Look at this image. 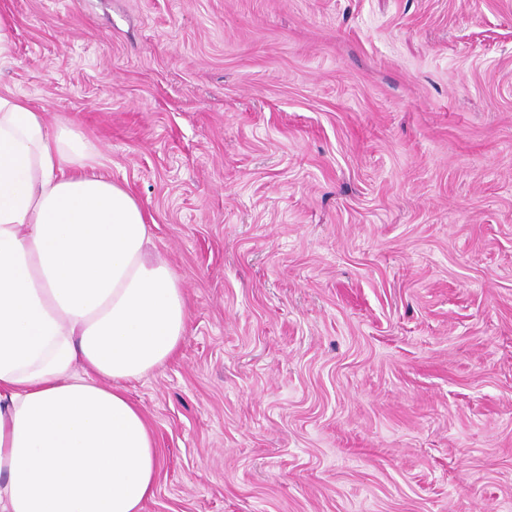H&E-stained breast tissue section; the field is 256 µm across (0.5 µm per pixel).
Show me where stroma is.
<instances>
[{
	"mask_svg": "<svg viewBox=\"0 0 512 512\" xmlns=\"http://www.w3.org/2000/svg\"><path fill=\"white\" fill-rule=\"evenodd\" d=\"M189 306L142 512H512V0H0Z\"/></svg>",
	"mask_w": 512,
	"mask_h": 512,
	"instance_id": "35a3bbf8",
	"label": "stroma"
}]
</instances>
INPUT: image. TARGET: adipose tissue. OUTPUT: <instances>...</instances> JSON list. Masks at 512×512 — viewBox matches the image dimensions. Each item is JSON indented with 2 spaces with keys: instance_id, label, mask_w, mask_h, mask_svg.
I'll return each instance as SVG.
<instances>
[{
  "instance_id": "1",
  "label": "adipose tissue",
  "mask_w": 512,
  "mask_h": 512,
  "mask_svg": "<svg viewBox=\"0 0 512 512\" xmlns=\"http://www.w3.org/2000/svg\"><path fill=\"white\" fill-rule=\"evenodd\" d=\"M100 150L0 96V512H140L159 454L126 394L173 359L189 310Z\"/></svg>"
}]
</instances>
